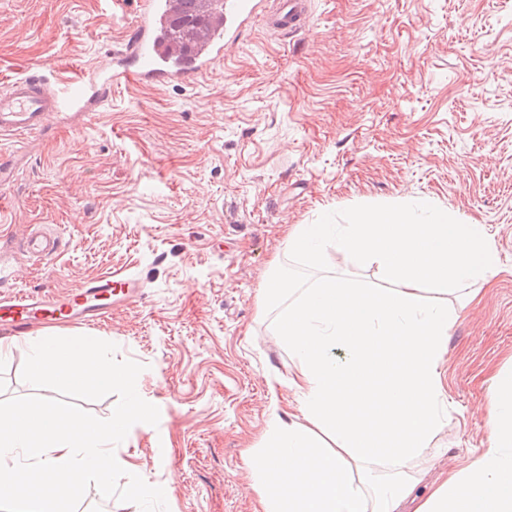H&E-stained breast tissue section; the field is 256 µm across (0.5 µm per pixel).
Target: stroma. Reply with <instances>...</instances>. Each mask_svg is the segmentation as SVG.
<instances>
[{
	"mask_svg": "<svg viewBox=\"0 0 512 512\" xmlns=\"http://www.w3.org/2000/svg\"><path fill=\"white\" fill-rule=\"evenodd\" d=\"M306 30L255 20L204 75L112 89L92 114L50 116L0 154V235L58 227L60 252L15 265L21 289L64 291L113 271L145 284L136 302L69 335L115 343L143 366L160 411L114 449L162 487L169 512H261L246 459L271 400L287 405L292 361L261 300L269 276L307 283L345 272L290 254L294 225L331 212L429 200L485 225L500 272L451 330L448 410L429 476L486 444L488 380L512 359V0H310ZM139 0H0V82L32 72L51 89L127 39ZM16 346L0 400L50 388L22 381ZM281 380L270 390L268 375Z\"/></svg>",
	"mask_w": 512,
	"mask_h": 512,
	"instance_id": "1",
	"label": "stroma"
}]
</instances>
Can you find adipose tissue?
<instances>
[{"label":"adipose tissue","instance_id":"1","mask_svg":"<svg viewBox=\"0 0 512 512\" xmlns=\"http://www.w3.org/2000/svg\"><path fill=\"white\" fill-rule=\"evenodd\" d=\"M385 285L275 276L293 410L271 402L247 467L261 512H512V367L495 373L487 443L418 496L422 461L448 424L445 356L458 311L499 271L481 224L430 204L366 210L350 223L299 224L288 249L318 264L326 246Z\"/></svg>","mask_w":512,"mask_h":512}]
</instances>
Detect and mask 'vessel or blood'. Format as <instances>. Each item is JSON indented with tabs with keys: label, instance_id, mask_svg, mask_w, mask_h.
Listing matches in <instances>:
<instances>
[{
	"label": "vessel or blood",
	"instance_id": "b4317fda",
	"mask_svg": "<svg viewBox=\"0 0 512 512\" xmlns=\"http://www.w3.org/2000/svg\"><path fill=\"white\" fill-rule=\"evenodd\" d=\"M177 4L178 0H141L135 33L128 43L113 50L111 68H94L66 83L62 92L49 93L44 77L38 74L10 81L0 90V135L27 138L43 129L49 113L81 110L101 102L108 89L118 84L135 81L161 86L205 74L215 61L223 59L264 6L263 0H221L220 23L207 31L197 51L177 55L166 49L168 21ZM309 21L308 0H276L267 26L273 32L290 35L305 29ZM60 246L58 235L36 230L24 239L21 250L30 258L42 259L57 252ZM141 286L139 278L115 272L66 292L18 291L0 298V329L23 336L39 320L91 325L109 307L139 298Z\"/></svg>",
	"mask_w": 512,
	"mask_h": 512
}]
</instances>
